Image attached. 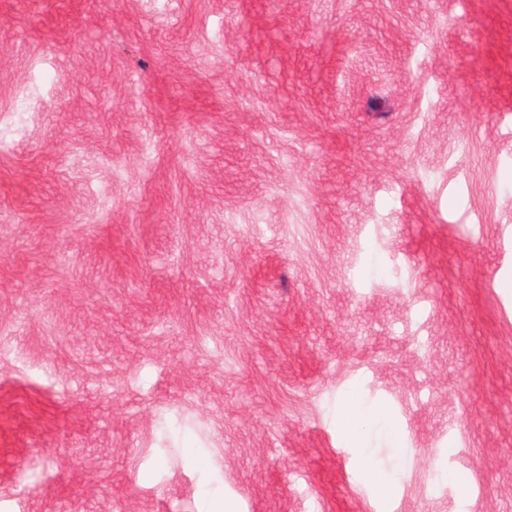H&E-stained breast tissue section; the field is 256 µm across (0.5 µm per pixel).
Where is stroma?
Listing matches in <instances>:
<instances>
[{"mask_svg":"<svg viewBox=\"0 0 512 512\" xmlns=\"http://www.w3.org/2000/svg\"><path fill=\"white\" fill-rule=\"evenodd\" d=\"M227 499L512 512V0H0V512ZM384 411L381 408L371 409L364 407L358 402H352L345 405L341 410V419L343 422V429L348 439L358 441V428L364 425L367 421L383 415ZM365 472L367 480L375 486L379 497L384 501L393 497L404 477V470L401 467L391 475H386L379 472L372 464H368Z\"/></svg>","mask_w":512,"mask_h":512,"instance_id":"35a3bbf8","label":"stroma"}]
</instances>
